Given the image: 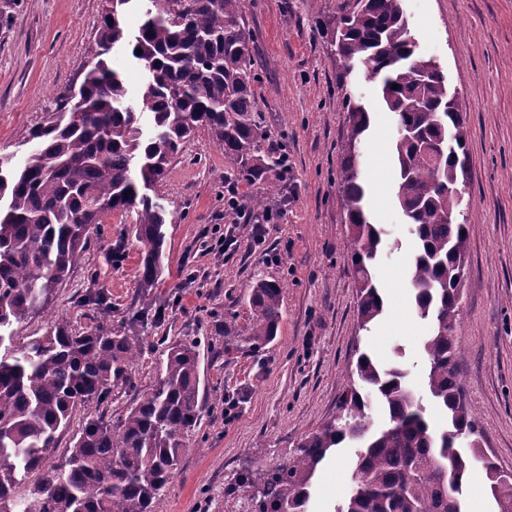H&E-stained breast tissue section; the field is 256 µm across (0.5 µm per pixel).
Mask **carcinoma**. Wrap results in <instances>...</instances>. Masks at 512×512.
Returning <instances> with one entry per match:
<instances>
[{
    "instance_id": "carcinoma-1",
    "label": "carcinoma",
    "mask_w": 512,
    "mask_h": 512,
    "mask_svg": "<svg viewBox=\"0 0 512 512\" xmlns=\"http://www.w3.org/2000/svg\"><path fill=\"white\" fill-rule=\"evenodd\" d=\"M130 0H106L89 69L79 88L55 101L46 121L29 132L33 148L13 162L0 157V512H153L188 448L185 436L197 425L200 354L194 342H176L158 358L157 378L118 424L104 412L89 414L67 446L52 459L60 434L76 410L99 407L115 389L131 383L142 342L133 328L112 326L108 312L96 325L78 328L66 318L31 339L24 349L4 335L13 322L42 306L78 266L101 216L135 213L129 231L140 247L141 312L155 303L163 269L168 212L149 194L183 145L203 128L254 180L281 165L261 155L253 83L256 61L240 0H146L132 55L148 72L141 105L127 102L119 72L103 56L129 42L124 11ZM403 0H342L328 32L343 63L341 83L357 65L377 83L387 110L398 119L392 151L397 199L412 226L413 307L428 324L423 349L429 359L426 389L446 414L442 432L424 417L422 398L408 386L395 362L382 366L366 352L356 361L357 385L336 415L305 440L296 456L262 481L252 512H306L312 479L328 453L359 445L351 485L336 512H461L459 498L477 461L486 469L499 512H512V473L483 449L457 441L476 433L475 412L457 376L453 336L464 267L469 219L448 221V187L466 180L456 157L466 155L469 131L448 92L442 70L418 56V42ZM398 88H392V85ZM347 143L339 187L353 242L351 265L360 296L358 319L370 329L384 311L374 266L387 248L385 230L370 221L359 174V145L370 128L366 105L347 92ZM153 115L150 132L140 114ZM453 145L435 162L426 148ZM279 194L266 183L250 199L267 208ZM280 286L258 281L251 289L255 318L245 347L271 342L280 323ZM386 424L371 430L372 404ZM31 483L29 494L19 489Z\"/></svg>"
}]
</instances>
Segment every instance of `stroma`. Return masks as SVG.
<instances>
[{"label": "stroma", "instance_id": "35a3bbf8", "mask_svg": "<svg viewBox=\"0 0 512 512\" xmlns=\"http://www.w3.org/2000/svg\"><path fill=\"white\" fill-rule=\"evenodd\" d=\"M339 0H240L258 61L255 120L263 152L288 159L286 172L265 179L281 192L265 239L254 242L262 213L232 210L230 190L253 196L259 182L197 130L155 186L172 214L164 272L155 290L161 317L132 323L138 313L139 245L123 234L135 217L105 213L82 262L43 309L14 322L15 345L42 335L64 317L95 325L110 305L113 324H133L144 355L132 383L102 406L120 419L155 380L165 343L195 341L200 351L201 420L187 441L179 472L153 504L154 512H251L253 488L224 489L237 475L266 474L292 459L301 441L336 413L357 351L377 361L402 354L408 382L424 395L427 325L409 309L412 235L395 198L391 141L396 121L379 103L362 144V175L370 213H383L390 240L376 279L388 298L370 330L359 327L348 256L349 226L336 180L347 114L338 74L342 66L318 27L334 21ZM103 0H0V154L24 155L30 130L56 97L80 83ZM424 58L435 61L458 96L470 130L461 211L470 221L458 316L457 372L476 412L479 445L512 471V0H403ZM233 236L235 249L219 251ZM280 284L281 320L273 341L239 349L224 323L246 328L256 280ZM235 402L225 415L227 402ZM356 451L342 448L319 470L306 512H334L350 484Z\"/></svg>", "mask_w": 512, "mask_h": 512}]
</instances>
